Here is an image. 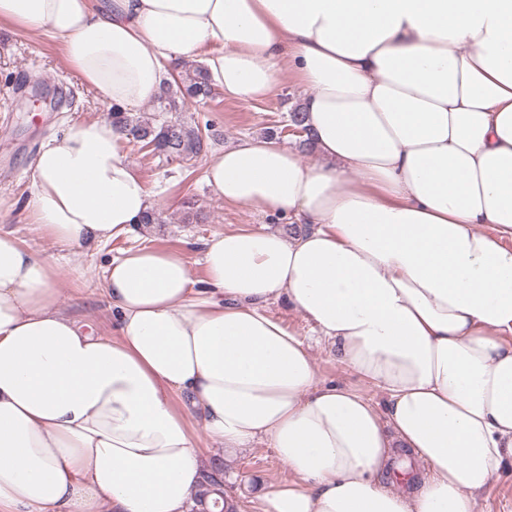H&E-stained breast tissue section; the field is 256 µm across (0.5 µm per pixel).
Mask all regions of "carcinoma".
I'll return each mask as SVG.
<instances>
[{
  "label": "carcinoma",
  "mask_w": 512,
  "mask_h": 512,
  "mask_svg": "<svg viewBox=\"0 0 512 512\" xmlns=\"http://www.w3.org/2000/svg\"><path fill=\"white\" fill-rule=\"evenodd\" d=\"M184 85L177 89L167 88L164 96L159 98L157 111L178 112L184 99L200 103L210 99L214 94L207 72L196 67L186 73ZM108 118L126 133V138L143 144H155L157 155L167 162H190L206 154L212 125L201 127L178 118L153 119L148 122L127 114L117 107H111ZM224 468L217 464L205 475L202 490L197 498L196 512H235L224 489Z\"/></svg>",
  "instance_id": "obj_1"
}]
</instances>
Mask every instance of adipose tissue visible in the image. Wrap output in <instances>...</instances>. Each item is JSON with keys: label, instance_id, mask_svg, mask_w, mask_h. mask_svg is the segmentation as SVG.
<instances>
[{"label": "adipose tissue", "instance_id": "obj_1", "mask_svg": "<svg viewBox=\"0 0 512 512\" xmlns=\"http://www.w3.org/2000/svg\"><path fill=\"white\" fill-rule=\"evenodd\" d=\"M0 24L64 40L127 112L204 55L225 96L306 94L303 162L249 138L206 162L225 203L282 215L181 252L112 258L116 334L58 306L62 269L0 232V512H191L196 427L264 442L294 478L237 512H476L512 460V0H0ZM110 120L33 161L23 209L63 251L129 233L159 202ZM286 301L374 401L319 376ZM423 469L391 489L397 451ZM270 310L272 313L279 316L290 328L302 334L309 333L311 325L308 321L283 300L272 304Z\"/></svg>", "mask_w": 512, "mask_h": 512}]
</instances>
